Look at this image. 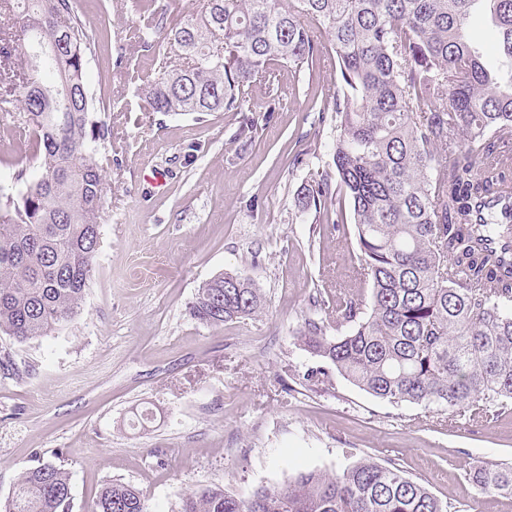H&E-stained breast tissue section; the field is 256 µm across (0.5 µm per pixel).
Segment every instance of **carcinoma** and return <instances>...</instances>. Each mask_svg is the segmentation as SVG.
I'll list each match as a JSON object with an SVG mask.
<instances>
[{
    "label": "carcinoma",
    "mask_w": 512,
    "mask_h": 512,
    "mask_svg": "<svg viewBox=\"0 0 512 512\" xmlns=\"http://www.w3.org/2000/svg\"><path fill=\"white\" fill-rule=\"evenodd\" d=\"M22 36L0 52V112L24 114L36 177L0 193V331L19 343L80 314L95 273L109 155L86 77L95 43L74 0H0ZM139 40L166 44L141 77L146 110L236 112L249 141L254 87L263 111L281 107L279 66L321 57L336 92L312 99L331 113L333 170L309 169L296 194L314 224L353 225V274L312 297L296 340L390 404L448 409L476 422L512 408V209L484 208L512 188V0H198L169 24L138 16ZM52 49L35 60L32 43ZM483 171L474 173L476 161ZM265 309L256 283L234 272L204 282L189 307L217 327ZM336 327V335L327 328ZM485 493H512V464L469 471ZM71 478L46 462L26 470L3 512H72ZM91 512H150L142 493L113 480ZM179 512H447L393 462L364 458L340 473L301 471L248 497L205 485Z\"/></svg>",
    "instance_id": "obj_1"
}]
</instances>
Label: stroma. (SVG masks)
Segmentation results:
<instances>
[{
	"instance_id": "1",
	"label": "stroma",
	"mask_w": 512,
	"mask_h": 512,
	"mask_svg": "<svg viewBox=\"0 0 512 512\" xmlns=\"http://www.w3.org/2000/svg\"><path fill=\"white\" fill-rule=\"evenodd\" d=\"M88 29L109 49L87 57L97 117L112 131L101 211L102 242L84 310L68 328L20 345L0 333V501L25 470L62 464L73 512H88L117 479L143 493L151 512H178L182 496L219 483L238 495L299 470L343 471L364 457L397 463L448 512H512V496L481 493L470 465L512 463V410L476 424L435 410L393 405L339 375L310 385L316 358L294 341L310 297L352 274L353 236L312 233L295 205L306 170L294 155L332 137L308 96L335 91L323 63L281 67L282 105L235 140L240 116L145 111L138 75L157 53L135 39V0H77ZM18 119L0 115V187L18 193L15 169L36 173ZM161 182H154V172ZM231 271L255 280L262 316L220 327L189 314L197 289ZM154 413L146 426L135 411Z\"/></svg>"
}]
</instances>
